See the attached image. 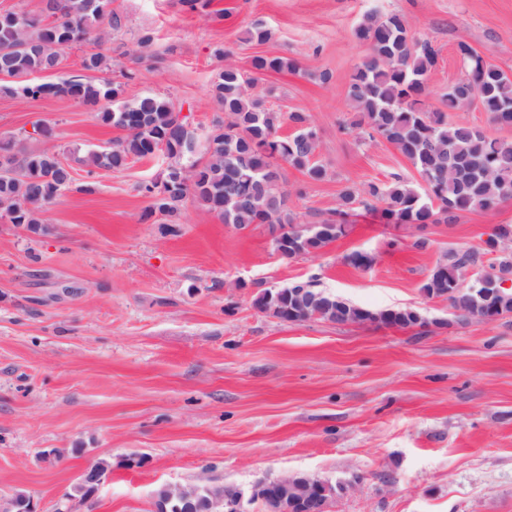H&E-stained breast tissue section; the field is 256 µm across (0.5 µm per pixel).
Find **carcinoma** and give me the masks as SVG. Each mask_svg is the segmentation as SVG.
<instances>
[{
	"label": "carcinoma",
	"mask_w": 512,
	"mask_h": 512,
	"mask_svg": "<svg viewBox=\"0 0 512 512\" xmlns=\"http://www.w3.org/2000/svg\"><path fill=\"white\" fill-rule=\"evenodd\" d=\"M105 17L113 26L120 24L112 0H43L37 14L0 13V72L11 76L0 90L23 98L66 97L93 107L117 99L122 84L108 79L30 82L34 74L58 69L64 61L63 50L82 40ZM354 36L367 45L369 53L356 66L347 89V101L355 112L352 125L372 140L392 144L411 162L419 181L394 174L360 188L344 187L336 208L317 220L335 225L333 234L315 229L296 235L297 222L281 187L285 164L314 182L327 176V167L317 160L320 137L310 116L288 113L295 132L279 135L281 113L267 110L261 98L249 92L254 79L232 63L224 65L213 85L212 98L224 112V123L211 130L204 153H195L194 133L186 121L177 119L175 105L164 97L146 95L102 109L101 120L125 136L110 149L90 152L85 159L87 174L94 169H120L130 159L151 158L164 142L174 162L160 177L142 185V191L151 197L159 184L172 181L178 167L188 165L190 170L158 207L144 212L143 219L172 218L191 195L236 229L280 225L283 238L291 241L281 253L287 259L324 249L345 236L351 218L360 210L380 213L385 224L419 228L453 224L462 212L491 211L512 200V141L489 136L452 117L474 99L493 123L512 127V75L460 42L457 51L463 75L442 95L444 109L432 110L429 75L437 65L439 49L428 38L412 37L406 16L370 11L354 29ZM252 68L257 73L300 72L299 62L287 57L256 56ZM14 165L13 170L0 171V218L44 234L48 206L74 182L72 168L54 152L24 155ZM489 238L499 245L497 271L512 275V224L493 225ZM475 262L473 253H448L446 262L436 264L428 274L421 290L430 297L434 288L442 293L456 289L457 294L446 297L453 309L476 308L470 289L489 284L476 278L466 284L458 281L461 270ZM302 289L311 296L310 313L322 320L336 321L339 310L350 314L352 323L392 315L403 328L415 322L413 309L373 312L311 283L291 285L288 292Z\"/></svg>",
	"instance_id": "cac0c4a2"
}]
</instances>
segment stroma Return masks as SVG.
Listing matches in <instances>:
<instances>
[{"label":"stroma","instance_id":"1","mask_svg":"<svg viewBox=\"0 0 512 512\" xmlns=\"http://www.w3.org/2000/svg\"><path fill=\"white\" fill-rule=\"evenodd\" d=\"M112 8L120 27L101 21L103 43L87 35L35 82L90 79L82 60L101 52L124 101L171 100L202 142L223 117L211 89L225 63L247 72L258 55L298 59L303 75H261L253 91L272 111L309 114L319 133L326 178L283 169L303 224L334 209L344 186L416 176L391 144L360 143L350 126L347 87L367 55L353 31L367 11L404 14L413 35L436 45L432 108L461 74L459 42L512 74V0ZM256 24L270 32L264 43L247 38ZM38 123L52 137L34 133ZM121 136L72 100L0 92V141L23 155L58 153L75 178L50 205L47 234L0 219V496L24 490L41 512H152L161 484L248 494L270 478L357 474L329 512H512V316L460 323L448 301L421 291L451 251L477 253L475 273L489 272L497 256L485 240L492 225L512 223V201L424 231L366 213L320 254L289 260L267 225L235 229L192 197L173 221L143 220L151 201L140 186L165 158L91 176L82 163ZM356 250L374 256L372 267L346 263ZM308 281L374 312L417 310L428 325L292 324L253 305L261 289ZM130 457L144 466H124ZM103 458L111 480L93 498H73L78 473Z\"/></svg>","mask_w":512,"mask_h":512}]
</instances>
